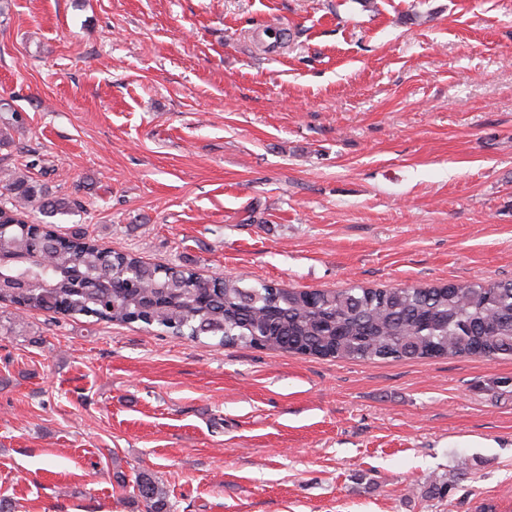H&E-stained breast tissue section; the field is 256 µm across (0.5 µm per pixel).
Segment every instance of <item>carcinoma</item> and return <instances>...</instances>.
<instances>
[{
    "instance_id": "1",
    "label": "carcinoma",
    "mask_w": 512,
    "mask_h": 512,
    "mask_svg": "<svg viewBox=\"0 0 512 512\" xmlns=\"http://www.w3.org/2000/svg\"><path fill=\"white\" fill-rule=\"evenodd\" d=\"M76 206L28 176L6 181L0 193V304L322 358H512V282L328 292L243 278L209 280L188 267L150 265L133 252L27 221L31 210L51 218ZM19 278L32 287L13 290ZM129 486L143 512H168L157 481L138 474L121 488Z\"/></svg>"
}]
</instances>
